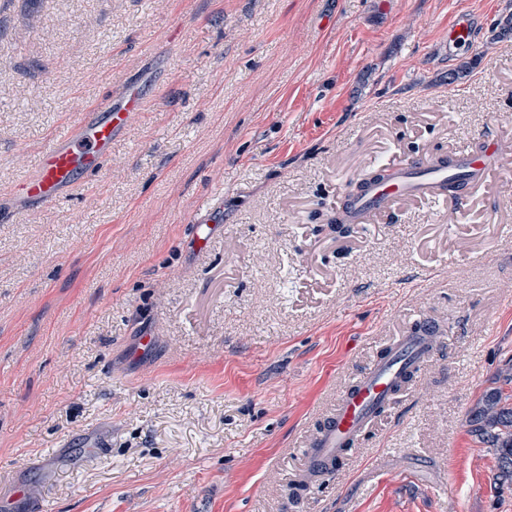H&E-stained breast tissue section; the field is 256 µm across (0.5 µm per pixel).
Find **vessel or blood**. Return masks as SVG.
<instances>
[{"label":"vessel or blood","instance_id":"1","mask_svg":"<svg viewBox=\"0 0 512 512\" xmlns=\"http://www.w3.org/2000/svg\"><path fill=\"white\" fill-rule=\"evenodd\" d=\"M141 100L140 89L131 86L121 103L107 102L82 112L39 154L33 172L15 186L13 201L34 209L66 199L84 184L86 175L99 170L113 143L139 122ZM506 150L504 143L490 138L483 152L455 153L450 168L408 161L388 165L384 181L347 190L339 210L348 223L367 224L399 203L443 201L441 187L449 171L468 174L470 182H482ZM439 341L436 326L423 321L389 343L386 356L351 381L321 419L305 453L308 472H339L384 410L406 392L407 377L433 360Z\"/></svg>","mask_w":512,"mask_h":512}]
</instances>
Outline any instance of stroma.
Masks as SVG:
<instances>
[{"label": "stroma", "instance_id": "1", "mask_svg": "<svg viewBox=\"0 0 512 512\" xmlns=\"http://www.w3.org/2000/svg\"><path fill=\"white\" fill-rule=\"evenodd\" d=\"M509 15L512 0H0V195L88 105L132 81L145 100L91 187L0 221V503L512 512L466 422L487 389L512 396V157L460 218L425 200L336 221L375 165L512 143ZM464 17L474 46L449 44ZM198 222L218 227L202 248ZM421 318L445 337L409 395L341 475L295 494L320 418Z\"/></svg>", "mask_w": 512, "mask_h": 512}]
</instances>
